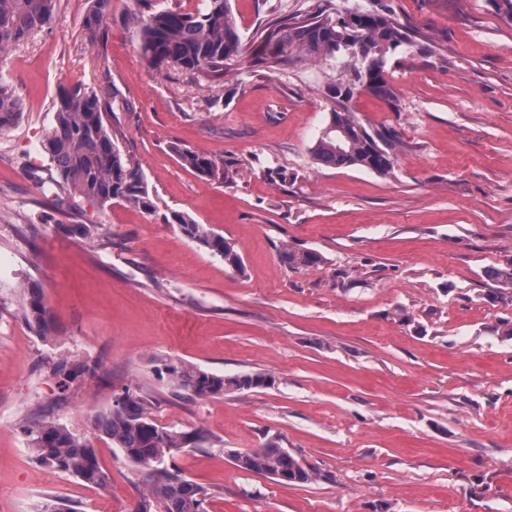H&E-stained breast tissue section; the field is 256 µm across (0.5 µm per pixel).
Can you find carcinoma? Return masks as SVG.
Here are the masks:
<instances>
[{
    "instance_id": "carcinoma-1",
    "label": "carcinoma",
    "mask_w": 512,
    "mask_h": 512,
    "mask_svg": "<svg viewBox=\"0 0 512 512\" xmlns=\"http://www.w3.org/2000/svg\"><path fill=\"white\" fill-rule=\"evenodd\" d=\"M84 27L92 41L101 39L111 12V0H89ZM59 0H0V56L35 30L49 25ZM359 24L346 17L323 12L295 16L264 27L257 44L243 41L229 0H204L196 12L165 8L148 10L137 32L139 51L152 66L174 64L221 85L224 66L251 53L255 60L272 66L286 65L300 52L310 58L336 55L343 58L350 72L347 83L332 84L329 96L336 108L319 135L313 155L318 163L331 168H362L386 174L393 167L392 142L382 133H372L348 112L345 104L359 93L392 99L394 89L388 79L387 56L412 43L411 36L393 17L356 9ZM23 111L16 88L0 75V130L13 124ZM108 103L82 85L61 88L54 126L43 144L54 164L56 188L75 193L103 210L114 203H127L146 211L154 209L140 164L123 153L107 125ZM172 151L181 164L201 176L219 179L224 168L211 156L175 145ZM175 224L188 238L236 271L244 269L240 253L224 236L204 228L189 215L171 213ZM283 257L295 266H314L322 256L312 250L283 247ZM491 279L501 290L512 289V263L491 271ZM25 320L40 334L50 332L49 315L43 295L31 289L22 299ZM54 373L65 380L95 374L88 364L73 365L65 360L54 366ZM168 374L174 384L197 398L222 396L227 392L250 390L269 383L261 373L216 375L193 366H171ZM96 428L112 440L132 465L144 470L149 482L146 512L156 506L163 512H203L205 492L171 468L174 452L187 445L208 441L201 430L178 432L156 425L141 402L129 395L98 415ZM28 447L36 462L45 468L73 476L87 485L103 486L95 449L80 435L57 419L43 416L24 427ZM234 464L245 471L262 474L285 484H304L315 477L276 440L251 452L232 453Z\"/></svg>"
}]
</instances>
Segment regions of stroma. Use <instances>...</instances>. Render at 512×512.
I'll return each mask as SVG.
<instances>
[{"label": "stroma", "instance_id": "stroma-1", "mask_svg": "<svg viewBox=\"0 0 512 512\" xmlns=\"http://www.w3.org/2000/svg\"><path fill=\"white\" fill-rule=\"evenodd\" d=\"M230 4L249 44L316 7L406 27L411 46L387 63L394 100L348 104L392 135L394 167L314 160L343 75L334 59L270 68L247 54L214 87L141 58L137 0H112L100 43L88 0H60L0 65L23 100L0 130V512L58 500L135 512L147 477L94 426L128 394L158 425L209 437L172 458L206 491L204 512H512V292L487 276L512 261V20L491 0ZM76 83L111 102L108 127L139 161L153 212L57 198L43 143L60 86ZM175 144L223 163L224 178L181 166ZM173 211L223 235L243 272L166 223ZM286 245L322 261L291 266ZM30 288L49 336L19 311ZM62 360L98 374L62 383ZM183 363L272 383L199 399L167 373ZM36 413L92 443L105 486L34 461L23 428ZM271 438L316 479L284 485L234 465L231 453Z\"/></svg>", "mask_w": 512, "mask_h": 512}]
</instances>
